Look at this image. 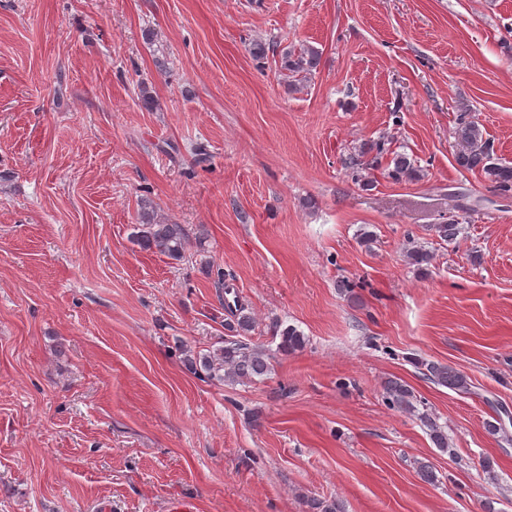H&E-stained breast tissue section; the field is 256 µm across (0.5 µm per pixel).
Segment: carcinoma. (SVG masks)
I'll return each instance as SVG.
<instances>
[{
	"label": "carcinoma",
	"mask_w": 512,
	"mask_h": 512,
	"mask_svg": "<svg viewBox=\"0 0 512 512\" xmlns=\"http://www.w3.org/2000/svg\"><path fill=\"white\" fill-rule=\"evenodd\" d=\"M320 63L319 51L308 45L287 50L281 58V68L288 72L291 86L299 88L301 83L312 75ZM458 148L455 152L457 165L466 171L483 174L494 184V188L504 197L512 196V167L494 162L492 147L483 138L480 125L475 120L459 123L455 131ZM392 168L388 176L395 181H417L423 177V169L405 154H394ZM465 216L450 217L441 224L432 225L436 236L444 241L454 240L459 233V224ZM136 241L146 249H156L173 259L182 257L187 242V234L180 224H161L155 221L152 213L144 210L141 214V229ZM238 308L234 322L225 323L229 332L224 345L207 352L189 355L188 362L198 373L218 382L233 384L243 380L261 378L270 370V356L265 349L250 346L240 337L253 327V317L245 313V306L235 303ZM274 336L279 338L278 349L284 354L293 353L306 344V338L296 327L274 325ZM422 375L426 379L450 389H467V379L454 368L435 363L423 365ZM386 401L390 408L415 414L427 427L433 444L448 450V434L427 413H420L414 404V395L409 387L398 380L388 382L385 387Z\"/></svg>",
	"instance_id": "carcinoma-1"
}]
</instances>
